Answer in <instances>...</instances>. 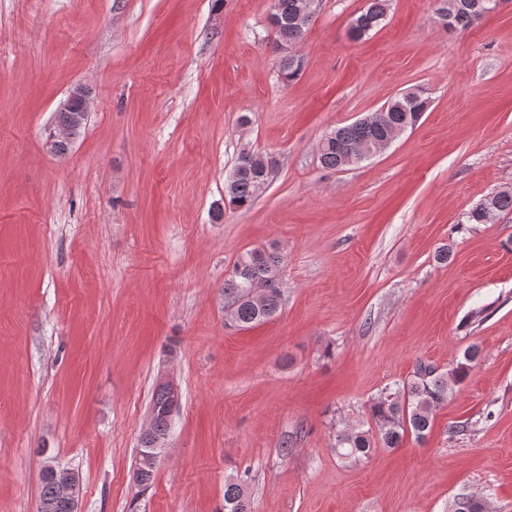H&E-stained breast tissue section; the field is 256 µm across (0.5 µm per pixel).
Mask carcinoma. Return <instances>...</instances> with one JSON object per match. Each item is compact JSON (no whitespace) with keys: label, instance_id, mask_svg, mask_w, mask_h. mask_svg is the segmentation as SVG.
<instances>
[{"label":"carcinoma","instance_id":"obj_1","mask_svg":"<svg viewBox=\"0 0 512 512\" xmlns=\"http://www.w3.org/2000/svg\"><path fill=\"white\" fill-rule=\"evenodd\" d=\"M302 0H279V10L269 17L278 46L290 49L305 37L312 19L298 17ZM390 0H367L366 7L351 22L352 39L358 41L379 28L387 18ZM477 0H443L442 9L450 17V26L467 29L485 18L475 8ZM301 70V60L288 53L279 60V75L283 83L293 81ZM427 107L425 98L416 92L403 93L377 111L353 123L327 132L319 142L318 154L322 166L329 169L353 164L358 151L369 150L395 129L415 126ZM275 168L273 158L250 151L238 156L237 163L226 179L225 193L238 208L249 207L269 183ZM512 212V190L504 189L487 196L470 209L466 221L486 224L494 216ZM282 257L275 248H254L241 254L232 271L224 279L226 315L234 325L244 329L273 319L280 310ZM479 350L469 348L455 365L438 369L422 361L404 381L380 391L369 405L375 428L342 427L336 430L334 450L345 460L360 461L376 448H396L410 433L419 441L431 428L434 413L443 406L456 387L468 376ZM171 390L158 384L151 400L154 415L152 427L140 441L136 473L142 476L141 486L147 487L154 477V467L148 463L144 448L157 438L165 437L170 428L168 418ZM40 505L45 512H67L52 484L41 480ZM224 512H251V501L240 479L224 485ZM452 512H488L481 497L459 493Z\"/></svg>","mask_w":512,"mask_h":512}]
</instances>
